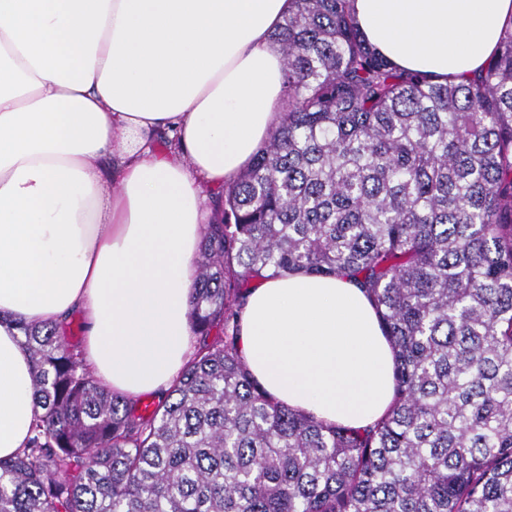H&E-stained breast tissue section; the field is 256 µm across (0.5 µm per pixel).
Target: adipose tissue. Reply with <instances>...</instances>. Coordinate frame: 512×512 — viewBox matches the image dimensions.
<instances>
[{"instance_id":"adipose-tissue-1","label":"adipose tissue","mask_w":512,"mask_h":512,"mask_svg":"<svg viewBox=\"0 0 512 512\" xmlns=\"http://www.w3.org/2000/svg\"><path fill=\"white\" fill-rule=\"evenodd\" d=\"M292 0H0V458L24 447L33 372L20 325L81 312L82 358L135 398L167 389L191 348L206 192L252 160L284 105L271 35ZM402 69H484L512 0H353ZM169 134L167 150L150 135ZM240 350L265 389L317 419L372 424L394 354L351 279L262 280Z\"/></svg>"}]
</instances>
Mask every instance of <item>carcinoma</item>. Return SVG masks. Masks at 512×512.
<instances>
[{"label":"carcinoma","mask_w":512,"mask_h":512,"mask_svg":"<svg viewBox=\"0 0 512 512\" xmlns=\"http://www.w3.org/2000/svg\"><path fill=\"white\" fill-rule=\"evenodd\" d=\"M293 2L287 107L204 225L181 372L144 406L67 328L22 327L35 413L0 512H512V30L439 82L375 53L351 0ZM299 272L376 308L395 396L369 426L273 398L240 353L251 284Z\"/></svg>","instance_id":"carcinoma-1"}]
</instances>
